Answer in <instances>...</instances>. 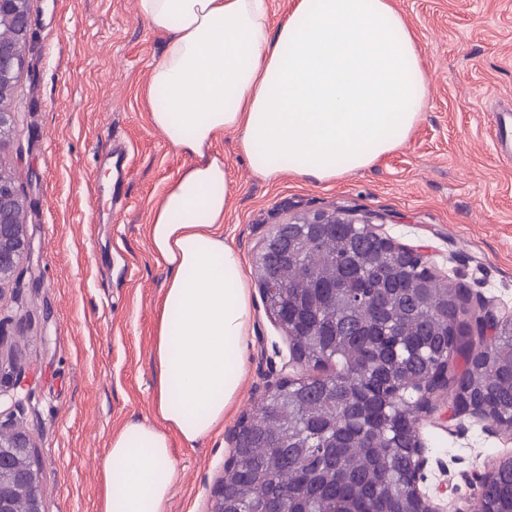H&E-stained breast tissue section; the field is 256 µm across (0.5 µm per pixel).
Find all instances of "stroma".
<instances>
[{
    "instance_id": "obj_1",
    "label": "stroma",
    "mask_w": 512,
    "mask_h": 512,
    "mask_svg": "<svg viewBox=\"0 0 512 512\" xmlns=\"http://www.w3.org/2000/svg\"><path fill=\"white\" fill-rule=\"evenodd\" d=\"M423 53L427 99L403 146L333 183L256 178L225 133L233 203L220 231L242 254L252 333L233 414L194 447L175 443L166 512H208L233 450L227 434L269 384L307 376L267 312L252 265L272 226L319 210L382 216L381 233L424 252L441 280L512 313V164L495 150L493 113L512 110V0H397ZM28 63L0 150L25 201L32 266L0 292V406H18L32 440L44 512H96L113 431L152 415L155 304L166 272L146 226L187 163L148 120L143 95L166 39L136 0H30ZM23 387H16V374ZM418 430L423 491L443 512H474L480 478L512 455V435L443 396Z\"/></svg>"
}]
</instances>
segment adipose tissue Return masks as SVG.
Here are the masks:
<instances>
[{"label": "adipose tissue", "mask_w": 512, "mask_h": 512, "mask_svg": "<svg viewBox=\"0 0 512 512\" xmlns=\"http://www.w3.org/2000/svg\"><path fill=\"white\" fill-rule=\"evenodd\" d=\"M167 37L150 70V123L190 162L153 205L146 236L167 272L156 312L153 407L112 434L96 512H165L174 441L220 431L246 370L252 308L239 252L219 231L232 181L224 133L252 173L317 182L401 147L427 98L422 50L394 0H138Z\"/></svg>", "instance_id": "adipose-tissue-1"}]
</instances>
